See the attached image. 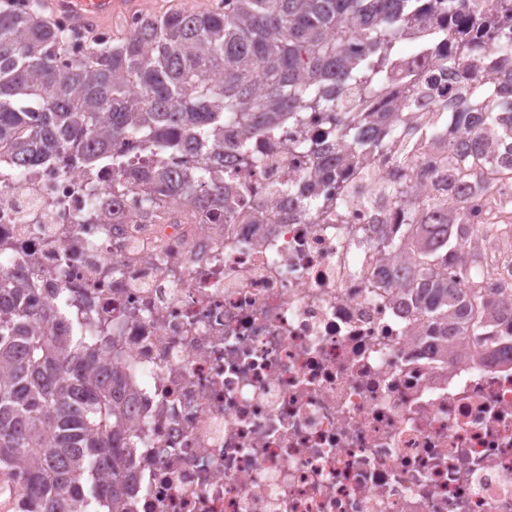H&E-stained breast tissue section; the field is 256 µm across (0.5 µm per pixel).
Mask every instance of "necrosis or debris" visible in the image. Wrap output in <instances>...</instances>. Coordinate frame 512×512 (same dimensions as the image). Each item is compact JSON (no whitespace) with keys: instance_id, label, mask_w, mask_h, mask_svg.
I'll return each mask as SVG.
<instances>
[{"instance_id":"4bbe7bcc","label":"necrosis or debris","mask_w":512,"mask_h":512,"mask_svg":"<svg viewBox=\"0 0 512 512\" xmlns=\"http://www.w3.org/2000/svg\"><path fill=\"white\" fill-rule=\"evenodd\" d=\"M295 126L251 141L232 167L234 221L188 203L144 213L122 177L0 152V266L61 288L105 324L99 359L121 366L133 450L131 512H512V345L491 356L404 301L405 253L378 242L402 207L448 195L440 152L404 143L319 181ZM298 192L287 194L285 182ZM499 189L465 196L466 248L485 256L470 286L512 288V226L489 228Z\"/></svg>"}]
</instances>
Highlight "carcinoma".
<instances>
[{
    "label": "carcinoma",
    "mask_w": 512,
    "mask_h": 512,
    "mask_svg": "<svg viewBox=\"0 0 512 512\" xmlns=\"http://www.w3.org/2000/svg\"><path fill=\"white\" fill-rule=\"evenodd\" d=\"M24 2L0 9V148L20 167L91 165L126 142L153 164L124 169L119 187L144 189L152 211L186 201L222 222L220 173L226 163L247 166L251 153L242 140L224 155V122L272 136L286 119L300 125L303 113L323 112L336 152L322 176L385 151L397 130L418 132L442 151L455 184L480 190L494 167L503 187L494 210L512 214V0L482 10L475 0H223L216 10L145 18L120 42L99 37L63 66V33L40 0ZM418 30L412 52L448 64L462 84L448 97L449 121L428 126L412 107L424 90L399 49ZM393 83L409 95L373 107ZM207 140L215 147L203 153ZM174 150L190 157L181 173L158 159ZM380 189L406 204V222L381 249L407 251L420 314L468 342L500 325L512 338L504 300L441 275L450 261L463 278L481 263L457 240L464 202L416 205L397 180ZM31 292L0 269V472L20 479L17 512H130L126 381L98 361L106 329L84 335L66 292L45 302Z\"/></svg>",
    "instance_id": "carcinoma-1"
}]
</instances>
